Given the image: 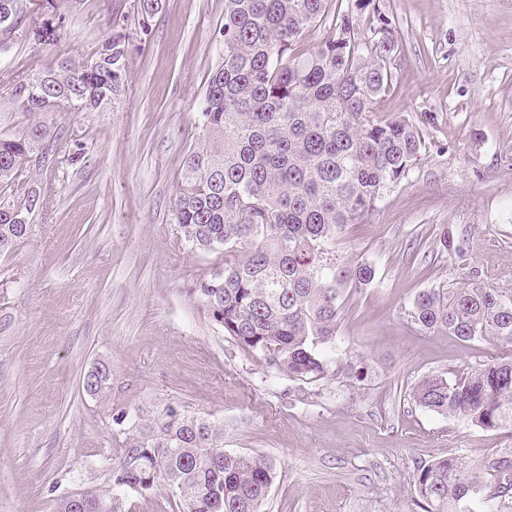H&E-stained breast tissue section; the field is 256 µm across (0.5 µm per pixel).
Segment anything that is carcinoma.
<instances>
[{
  "mask_svg": "<svg viewBox=\"0 0 512 512\" xmlns=\"http://www.w3.org/2000/svg\"><path fill=\"white\" fill-rule=\"evenodd\" d=\"M24 0L11 5L14 21L0 23V47L33 39L39 23L23 24ZM56 23L44 44L63 35L60 0H47ZM162 0H139L138 25L149 26ZM332 18L329 35L313 51L300 49L312 26ZM366 37L343 0H224L220 44L224 61L201 103L202 135L187 151L178 177L173 221L181 240L224 264L191 288L210 318L239 347L261 353L290 379L317 382L329 363L318 350L336 337L344 293L370 286L376 268L345 262L336 237L362 222L390 188L405 179L422 141L404 114L371 118L374 99L390 87L386 63L397 49L391 21L377 15ZM128 35L116 31L97 55L96 69L64 59L38 81L19 80L13 99L32 116L64 107L92 112L122 90ZM45 130L33 124L18 138H0V252L28 234L36 188L21 181ZM441 250L457 258L470 283L418 292L408 310L420 331L446 332L470 343L512 346V288L474 282L472 237L441 229ZM414 403L483 430L512 433V355L454 377L426 376ZM119 466L108 489L57 498L56 512H125L122 489L164 483L179 512H263L275 465L239 454L216 464L224 429L169 406L153 418L138 415L125 432ZM478 479L456 457L418 469L415 490L424 512H463L481 496L485 512H512V448L479 465Z\"/></svg>",
  "mask_w": 512,
  "mask_h": 512,
  "instance_id": "1",
  "label": "carcinoma"
}]
</instances>
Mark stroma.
I'll return each instance as SVG.
<instances>
[{"label": "stroma", "instance_id": "35a3bbf8", "mask_svg": "<svg viewBox=\"0 0 512 512\" xmlns=\"http://www.w3.org/2000/svg\"><path fill=\"white\" fill-rule=\"evenodd\" d=\"M138 0H80L51 45L0 49V137L34 119L16 77L68 58L95 59L117 25L129 33L124 91L92 112L44 116L27 180L48 204L27 239L0 252V512H55L59 496L109 486L124 439L118 414L174 406L224 429L228 454L271 459L266 512H422L418 469L453 455L467 465L512 436L416 405L425 376L469 372L504 356L410 322L411 299L465 280L439 252L443 226L473 235L482 283L512 288V0H373L355 11L394 19L398 49L376 118L408 115L424 146L366 223L347 225L339 256L375 265L348 292L334 364L363 358L364 381L288 379L241 349L190 293L216 256L190 251L171 216L182 159L197 135L210 74L222 63L224 0H165L140 29ZM106 394L82 388L95 363Z\"/></svg>", "mask_w": 512, "mask_h": 512}]
</instances>
